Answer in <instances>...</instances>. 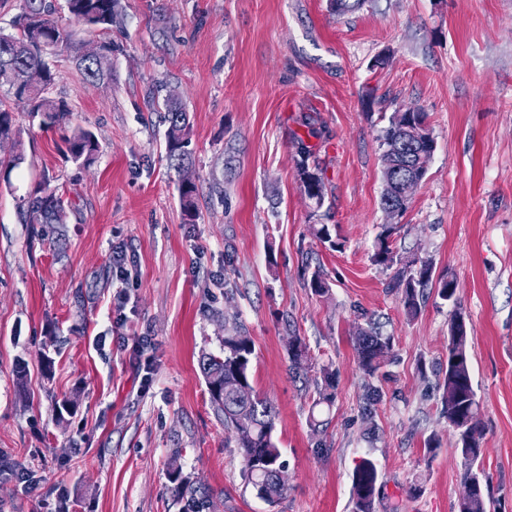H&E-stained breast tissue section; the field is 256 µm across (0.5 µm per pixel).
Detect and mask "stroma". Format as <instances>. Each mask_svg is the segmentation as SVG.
Here are the masks:
<instances>
[{
    "mask_svg": "<svg viewBox=\"0 0 512 512\" xmlns=\"http://www.w3.org/2000/svg\"><path fill=\"white\" fill-rule=\"evenodd\" d=\"M120 12L111 80L85 81L71 52L56 58L50 93L69 126L42 129L0 89L25 155L0 171V512H352L364 457L380 473L376 512H457L465 467L436 376L456 308L470 322L483 467L512 512V0H365L343 14L329 0H121ZM169 96L190 115L183 173L152 107ZM406 106L425 113L435 150L392 216L379 138ZM76 126L99 143L87 168L67 156ZM301 140L323 170L319 209L299 181ZM45 181L67 219L24 223L18 205ZM390 223L396 252L457 280V304L432 290L406 317L392 271L371 261ZM316 224L335 226L342 249ZM317 268L324 296L306 282ZM367 316L394 338L369 425L354 349ZM228 326L253 339V385L279 412L286 490L273 506L247 486L199 370ZM294 336L336 371L316 431L320 375L291 373Z\"/></svg>",
    "mask_w": 512,
    "mask_h": 512,
    "instance_id": "stroma-1",
    "label": "stroma"
}]
</instances>
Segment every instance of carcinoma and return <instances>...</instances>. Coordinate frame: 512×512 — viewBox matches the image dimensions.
<instances>
[{
    "label": "carcinoma",
    "mask_w": 512,
    "mask_h": 512,
    "mask_svg": "<svg viewBox=\"0 0 512 512\" xmlns=\"http://www.w3.org/2000/svg\"><path fill=\"white\" fill-rule=\"evenodd\" d=\"M72 19L69 29L58 21L59 0H22L20 13L12 20V30L0 28V88L33 117L40 126L52 129L69 119L71 109L63 99L50 96L56 78V69L50 54L65 46L75 51L73 61L93 83L112 77L114 42L100 44L99 51H91L94 43L87 37L110 33L119 22V0H64ZM160 108L167 123L166 150L172 166L182 169L188 159L190 117L183 104L167 98ZM426 128L423 112H394L383 130L382 177L384 189L382 205H392L405 211L410 200L406 187L419 183L426 173V163L433 146L424 138L415 136L418 127ZM20 144L14 112L0 107V143ZM71 159L89 167L98 151L96 136L77 127L65 138ZM301 160L298 176L307 198L320 208L324 204V182L318 163L310 164L311 150L298 140ZM29 224H63L66 204L61 195L47 187L24 201ZM395 227L390 225L378 235L372 262L382 269H395L394 279L402 288L405 312L415 317L421 310L420 297L433 286L440 299L457 304L458 283L452 277L434 278V266L426 257L403 258L391 247L390 238ZM355 350L359 368L372 378L393 361V339L383 335L376 323L368 320L357 326ZM255 346L251 337L238 328L224 329L222 355L204 354L199 364L218 415L224 418V430L231 434L240 448L243 473L258 498L269 505L283 496L285 485L275 479V472L285 467L282 451L274 441L278 413L272 402L259 396L252 384L251 366ZM290 369L297 375L314 370L312 357L305 341L292 337L288 344ZM322 383L317 386L312 408L331 406L334 401L336 373L330 366L320 368ZM441 376L442 415L448 421L456 438V451L464 460V493L458 512H496L497 506L489 492L483 460L480 403L477 399L469 357V328L465 315L454 308L448 328V360L439 372ZM380 475L376 463L363 458L354 468L351 484L353 512H375L379 495Z\"/></svg>",
    "instance_id": "1"
}]
</instances>
